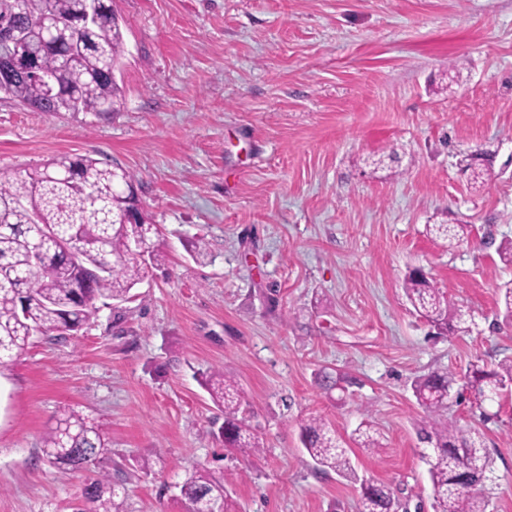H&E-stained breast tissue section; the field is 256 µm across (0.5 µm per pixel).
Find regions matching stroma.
<instances>
[{"label": "stroma", "instance_id": "obj_1", "mask_svg": "<svg viewBox=\"0 0 512 512\" xmlns=\"http://www.w3.org/2000/svg\"><path fill=\"white\" fill-rule=\"evenodd\" d=\"M116 111L39 112L0 97V173L89 156L136 177L166 260L87 325L0 368V512H73L93 478L125 512H185L192 470L229 512H358L360 485L433 512L411 388L512 358L496 248L512 237V0H113ZM492 150L470 188L461 161ZM430 224H469L449 247ZM427 273L469 311L436 338L403 290ZM233 377L260 452L225 447L203 386ZM109 441L62 473L40 454L65 408ZM323 416L354 478L318 472L300 426ZM494 461L487 512H512V392L449 402ZM379 445L359 448L361 422Z\"/></svg>", "mask_w": 512, "mask_h": 512}]
</instances>
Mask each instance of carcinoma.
<instances>
[{
	"label": "carcinoma",
	"instance_id": "1",
	"mask_svg": "<svg viewBox=\"0 0 512 512\" xmlns=\"http://www.w3.org/2000/svg\"><path fill=\"white\" fill-rule=\"evenodd\" d=\"M86 0H0V22L34 25L36 32L10 46L20 58L36 57L42 76L0 82V94L40 112H113L120 98L115 79L124 53V37L112 3L102 0L98 21L76 28ZM479 149L469 155L464 171L473 187L487 182ZM134 177L88 156L54 159L18 177L0 176V366L30 344L34 332L50 335L60 325L76 329L98 313L96 301H125L146 276L148 264L161 261L159 232L144 213L124 223L119 213L131 205L126 189ZM470 224H431L429 232L452 245L472 234ZM76 240L85 258L102 268L90 276L78 259L65 254V242ZM404 291L416 314L439 336L470 330L471 318L425 275L411 272ZM473 394L477 404L512 386V359L487 372L472 365L463 374L442 370L418 378L413 391L429 420L419 431L427 444L421 458L428 465L433 512H486L487 503L474 483L493 477V461L482 437L463 428H448L440 412L448 408L454 384ZM224 408V446L260 448L246 418L236 383L213 372L204 382ZM302 440L318 470L353 474L344 442L320 417L302 428ZM362 448L378 445L377 430L367 423L356 430ZM42 456L64 470H76L108 452L103 433L85 415L71 410L57 419L45 436ZM120 488L105 477L86 484L78 512H121ZM224 492L221 481L199 471L185 481L181 495L188 512H196L210 493ZM399 504L384 485L362 486L358 512H395Z\"/></svg>",
	"mask_w": 512,
	"mask_h": 512
}]
</instances>
